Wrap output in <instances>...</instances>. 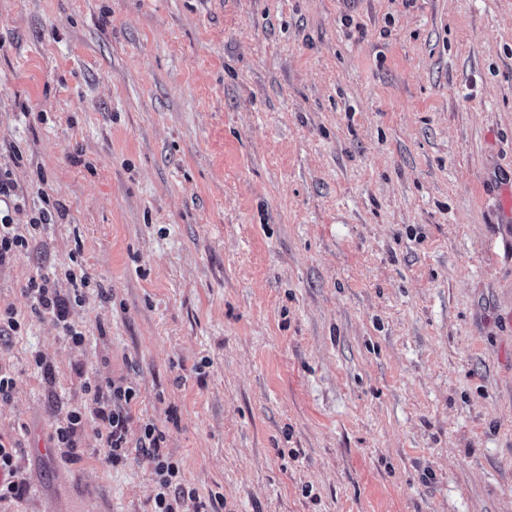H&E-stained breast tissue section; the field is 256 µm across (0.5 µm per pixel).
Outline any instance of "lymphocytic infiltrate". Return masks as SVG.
I'll use <instances>...</instances> for the list:
<instances>
[{
    "label": "lymphocytic infiltrate",
    "instance_id": "lymphocytic-infiltrate-1",
    "mask_svg": "<svg viewBox=\"0 0 512 512\" xmlns=\"http://www.w3.org/2000/svg\"><path fill=\"white\" fill-rule=\"evenodd\" d=\"M27 294L35 310L51 315L72 344H83L82 332L68 321V302L57 289L33 279L29 282ZM85 388L89 395L85 404L71 410L54 429L53 439L62 459L75 460L76 437L90 420L106 447L107 464L114 466L124 462L134 450L142 452L150 460L158 479L154 512H182L185 500H198L196 490L187 487L179 462L163 451L165 437L154 424H142L138 437H131V404L136 398L132 387L115 381L102 383L89 379Z\"/></svg>",
    "mask_w": 512,
    "mask_h": 512
}]
</instances>
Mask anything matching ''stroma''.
I'll return each mask as SVG.
<instances>
[{
  "label": "stroma",
  "instance_id": "obj_1",
  "mask_svg": "<svg viewBox=\"0 0 512 512\" xmlns=\"http://www.w3.org/2000/svg\"><path fill=\"white\" fill-rule=\"evenodd\" d=\"M0 174V512H153L89 377L222 512H512V0H0ZM0 263L7 257H11L16 253L22 252L28 246L27 239L10 231L11 224H2L0 219ZM26 293L33 300L34 309L51 315L63 329L64 335L75 346H81L85 337L81 331L68 322V301L61 297L56 288H50L45 281L30 280ZM85 388L89 394L85 404L71 410L54 429L56 447L62 459L74 461L78 449L76 437L91 418L97 435L106 447V463L118 465L127 460L130 454L131 403L136 399V391L113 380L103 384L90 378H86ZM15 444H4L0 441V502L14 499H21L25 492V486L21 480L18 479V460L16 458ZM4 474V479H3Z\"/></svg>",
  "mask_w": 512,
  "mask_h": 512
}]
</instances>
